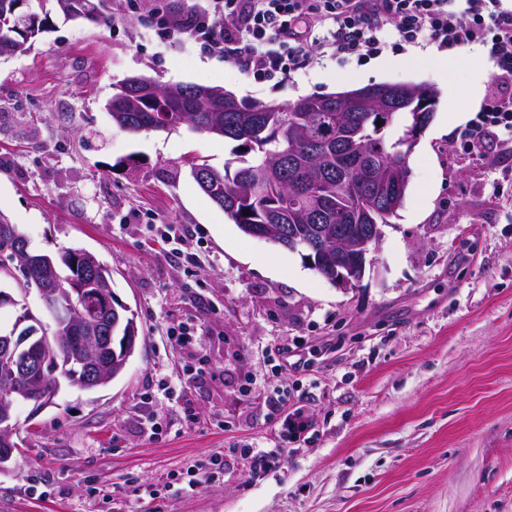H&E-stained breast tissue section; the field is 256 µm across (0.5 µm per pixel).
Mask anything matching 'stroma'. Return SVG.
<instances>
[{"label": "stroma", "instance_id": "stroma-1", "mask_svg": "<svg viewBox=\"0 0 512 512\" xmlns=\"http://www.w3.org/2000/svg\"><path fill=\"white\" fill-rule=\"evenodd\" d=\"M205 4L116 0L112 28L58 17L0 56V212L35 252L94 254L139 336L108 386L64 381L38 415L17 407L23 445L0 471V512H512V128L479 152L460 136L498 92L492 63L473 46L443 73L435 47L398 49L391 34L371 59L319 56L293 82L258 80L156 24ZM134 75L279 104L434 88L404 204L356 286L245 236L199 189L184 156L220 169L236 141L113 125L106 105ZM179 321L212 376L183 375L188 355L166 339ZM273 385L288 389L280 412ZM297 408L306 432L250 475L245 445L278 441ZM218 454L223 471L197 490L146 493Z\"/></svg>", "mask_w": 512, "mask_h": 512}]
</instances>
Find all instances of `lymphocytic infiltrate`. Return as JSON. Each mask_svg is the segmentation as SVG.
I'll list each match as a JSON object with an SVG mask.
<instances>
[{
    "instance_id": "obj_1",
    "label": "lymphocytic infiltrate",
    "mask_w": 512,
    "mask_h": 512,
    "mask_svg": "<svg viewBox=\"0 0 512 512\" xmlns=\"http://www.w3.org/2000/svg\"><path fill=\"white\" fill-rule=\"evenodd\" d=\"M187 37L241 70L261 78L293 80L319 46L311 33L331 30L334 54L360 59L382 50L387 29L400 44L427 43L442 52L480 46L494 76L512 81V10L501 0H208ZM512 127V97L486 104L464 134L469 149L481 148L498 126Z\"/></svg>"
}]
</instances>
